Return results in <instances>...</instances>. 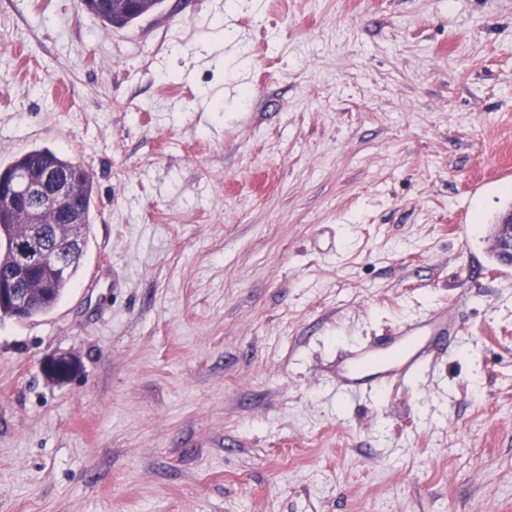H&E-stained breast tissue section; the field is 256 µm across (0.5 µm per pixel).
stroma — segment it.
<instances>
[{"label": "stroma", "mask_w": 512, "mask_h": 512, "mask_svg": "<svg viewBox=\"0 0 512 512\" xmlns=\"http://www.w3.org/2000/svg\"><path fill=\"white\" fill-rule=\"evenodd\" d=\"M38 147L96 204L0 321V512H512V0H0V164ZM445 306L452 351L345 395ZM110 0H81L83 8L94 15L102 24V31L109 32L112 28H124L135 24L143 16L142 10L126 7L123 11L110 8ZM493 252L499 263L512 265V213L493 225ZM448 311L435 314L427 326L405 323L397 336L350 351L337 363L343 383L354 391H377L414 377L434 347L448 339L454 327ZM390 352L388 357L385 354Z\"/></svg>", "instance_id": "obj_1"}]
</instances>
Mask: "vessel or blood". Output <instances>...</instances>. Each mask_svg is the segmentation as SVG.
<instances>
[{
    "mask_svg": "<svg viewBox=\"0 0 512 512\" xmlns=\"http://www.w3.org/2000/svg\"><path fill=\"white\" fill-rule=\"evenodd\" d=\"M454 323L439 311L429 324H404L384 342L349 352L337 363L344 384L354 391H370L405 382L421 369L434 347L447 340Z\"/></svg>",
    "mask_w": 512,
    "mask_h": 512,
    "instance_id": "obj_1",
    "label": "vessel or blood"
}]
</instances>
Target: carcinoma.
Wrapping results in <instances>:
<instances>
[{
	"instance_id": "carcinoma-1",
	"label": "carcinoma",
	"mask_w": 512,
	"mask_h": 512,
	"mask_svg": "<svg viewBox=\"0 0 512 512\" xmlns=\"http://www.w3.org/2000/svg\"><path fill=\"white\" fill-rule=\"evenodd\" d=\"M112 0H81L83 8L94 15L102 24V31L109 32L114 28H124L135 24L143 16V12L133 7H127L121 12L110 8ZM55 167L68 172L80 179V191L73 201L72 207L78 212L81 228V245L73 248L67 243L66 227L61 225L60 217L52 210H41L37 203H32L33 211H8L0 209V273L5 275L13 269L16 254L12 242L28 241L26 221L35 218L40 221L37 230L41 233L42 243L49 249L60 248L64 250L62 259L65 266L57 269L51 266L45 270L49 283V291L42 297L35 299L34 306L24 314H17L8 304L0 306V320L14 318L28 320L43 316L52 311L59 303L67 288L71 285L81 267L84 257L88 233L90 229L95 195L93 178L84 173L81 164L74 162L65 154L54 151L48 147L32 148L14 157L8 164L0 165V180L10 181L18 173L32 174V184L37 192L42 194L48 190L43 184L40 170Z\"/></svg>"
}]
</instances>
